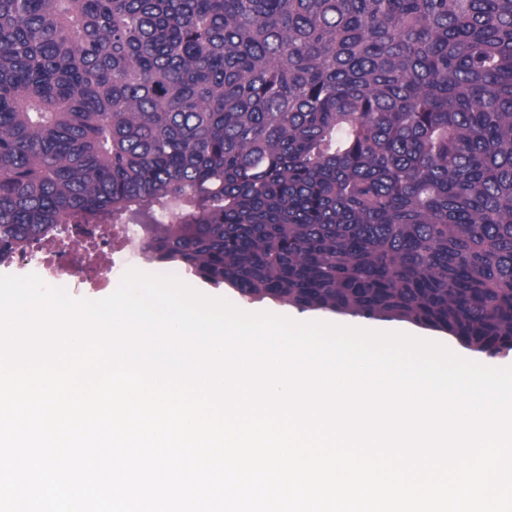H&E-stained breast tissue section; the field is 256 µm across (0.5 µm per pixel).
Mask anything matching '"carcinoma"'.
Here are the masks:
<instances>
[{
    "label": "carcinoma",
    "mask_w": 512,
    "mask_h": 512,
    "mask_svg": "<svg viewBox=\"0 0 512 512\" xmlns=\"http://www.w3.org/2000/svg\"><path fill=\"white\" fill-rule=\"evenodd\" d=\"M107 223L511 352L512 0H0V264Z\"/></svg>",
    "instance_id": "carcinoma-1"
}]
</instances>
